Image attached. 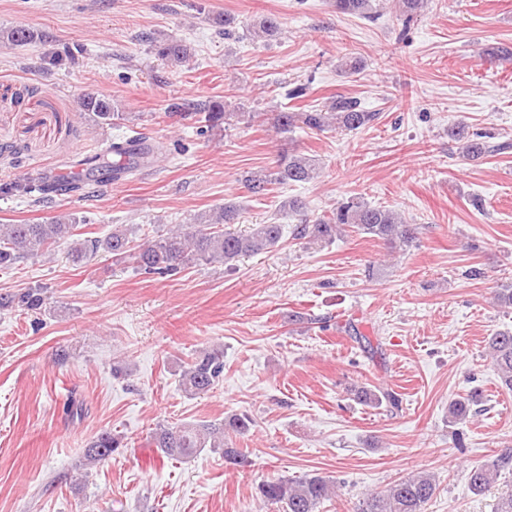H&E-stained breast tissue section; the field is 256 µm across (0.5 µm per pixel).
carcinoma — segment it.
I'll list each match as a JSON object with an SVG mask.
<instances>
[{"instance_id": "1", "label": "carcinoma", "mask_w": 512, "mask_h": 512, "mask_svg": "<svg viewBox=\"0 0 512 512\" xmlns=\"http://www.w3.org/2000/svg\"><path fill=\"white\" fill-rule=\"evenodd\" d=\"M374 0H336V10L348 15L371 19L374 17ZM279 32L275 18L266 17L254 23L251 35L255 39L269 40ZM38 38L33 30L14 27L6 31V39L15 46H25ZM157 54L164 60L178 64L188 57V49L181 40L168 36L157 45ZM80 111L92 116L101 125H117L126 120V113L118 111L109 99L94 95L80 98ZM168 114L183 119L204 114V121L212 129L229 124L231 118L260 117L258 112H226L224 105L215 102L203 113L189 102H172L167 105ZM377 117L375 112H366L360 102L352 97L338 95L331 98L327 109H310L303 112H280L275 118V128L286 134L300 125L312 131H324L336 127L345 131L358 130ZM450 135L464 142L469 158L480 159L485 155L507 149V145L490 146L482 136L469 133L461 124L451 129ZM159 146H146L139 151L122 150L125 156L121 164L99 163L100 155L94 154L85 160L89 173L99 172L114 179L120 175H131L140 167L150 163ZM318 169L313 159L300 152H287L280 156L276 166L246 172L244 182L251 193L264 195L272 185H294L316 179ZM90 178L80 174L66 175L59 182L0 184V194L29 196L39 202L53 194L79 192ZM239 208L226 202L217 209V214H197L187 224H177L165 234L134 243L128 229L117 226L104 238L85 240L76 237L79 218L73 214L54 217L42 224H0V268L8 269L23 259L43 255L60 243L69 245V254L77 262L87 261L99 253L112 255L116 260L129 259L136 269L147 274L173 275L198 264L221 263L233 266L239 258L271 252L280 246L283 237L281 224H254L246 233L235 232L228 226L237 223ZM350 227L359 234L370 235L384 241L391 249H407L415 242L412 225L385 206H372L358 198L340 203L330 213L313 220H304L296 225L294 237L310 244H329L343 227ZM48 297L41 288H28L23 292L0 296V307H17L35 312L46 304ZM491 363L498 373L501 386L512 390V332H498L490 337ZM224 371V352L218 350L199 353L182 371L181 384L186 393L194 396L211 390ZM355 398L367 406L383 404L390 411L401 407L398 395L389 390H356ZM253 420L246 414H235L222 423L198 425L163 426L154 433L153 445L168 458L189 457L211 448L220 450L224 460L239 464L245 454L242 449L224 440V430L232 429L246 433ZM122 447L121 437L110 432L98 433L89 443L85 457L91 462L102 461ZM512 463V456L502 455L490 462L471 467L468 480L472 492L481 494L497 479L502 468ZM337 482L318 473L299 478H278L261 482L258 494L268 504L281 505L283 512H319L324 501L337 494ZM437 492V484L430 475L418 472L393 483L382 493H373L362 501L357 512H425L427 504Z\"/></svg>"}]
</instances>
